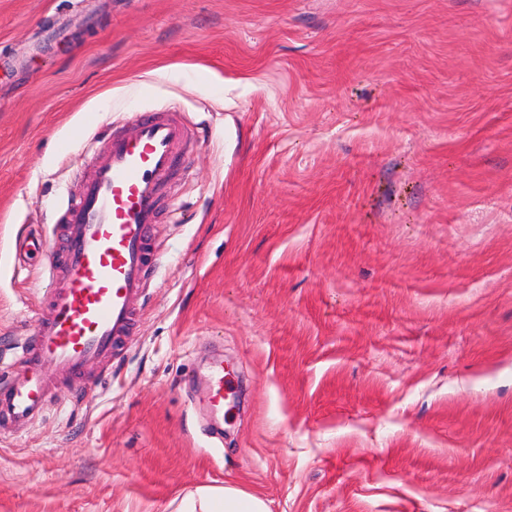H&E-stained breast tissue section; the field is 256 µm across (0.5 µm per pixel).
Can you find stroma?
<instances>
[{"instance_id": "35a3bbf8", "label": "stroma", "mask_w": 512, "mask_h": 512, "mask_svg": "<svg viewBox=\"0 0 512 512\" xmlns=\"http://www.w3.org/2000/svg\"><path fill=\"white\" fill-rule=\"evenodd\" d=\"M172 107L161 268L0 439V512H512V0H0L5 370L48 313L17 241ZM208 407L212 418L224 415V368L216 365L209 380ZM178 512H269L258 495L233 487H205L181 501Z\"/></svg>"}]
</instances>
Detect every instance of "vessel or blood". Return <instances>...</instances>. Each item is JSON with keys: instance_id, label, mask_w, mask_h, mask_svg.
Returning a JSON list of instances; mask_svg holds the SVG:
<instances>
[{"instance_id": "1", "label": "vessel or blood", "mask_w": 512, "mask_h": 512, "mask_svg": "<svg viewBox=\"0 0 512 512\" xmlns=\"http://www.w3.org/2000/svg\"><path fill=\"white\" fill-rule=\"evenodd\" d=\"M195 136L174 110L137 115L132 135L107 134L103 156L90 158L83 190L65 209L63 250L50 238L29 243L45 260L49 313L22 348L26 372L0 383V435L44 416L51 380L42 363L72 379L121 350L161 261L151 234L161 184ZM208 407L211 417L224 413L220 365L209 380Z\"/></svg>"}]
</instances>
